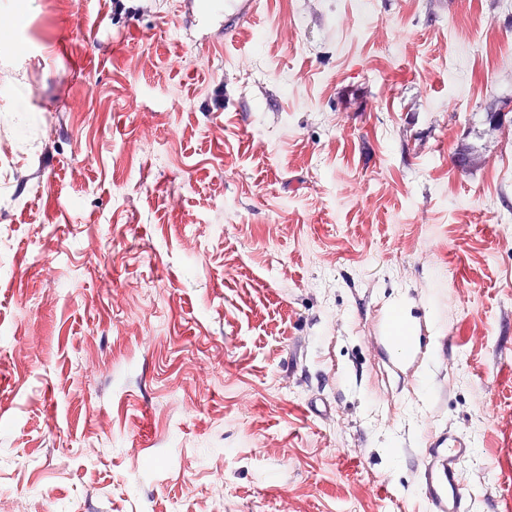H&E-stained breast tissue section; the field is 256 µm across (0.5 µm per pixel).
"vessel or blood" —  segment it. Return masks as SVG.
Wrapping results in <instances>:
<instances>
[{
  "label": "vessel or blood",
  "mask_w": 512,
  "mask_h": 512,
  "mask_svg": "<svg viewBox=\"0 0 512 512\" xmlns=\"http://www.w3.org/2000/svg\"><path fill=\"white\" fill-rule=\"evenodd\" d=\"M473 452L471 438L461 432L441 435L431 442L421 478L430 512H470L469 494L458 481V470Z\"/></svg>",
  "instance_id": "1"
}]
</instances>
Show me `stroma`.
<instances>
[{
	"instance_id": "35a3bbf8",
	"label": "stroma",
	"mask_w": 512,
	"mask_h": 512,
	"mask_svg": "<svg viewBox=\"0 0 512 512\" xmlns=\"http://www.w3.org/2000/svg\"><path fill=\"white\" fill-rule=\"evenodd\" d=\"M79 2L0 0V512H428L458 430L512 512V0Z\"/></svg>"
}]
</instances>
